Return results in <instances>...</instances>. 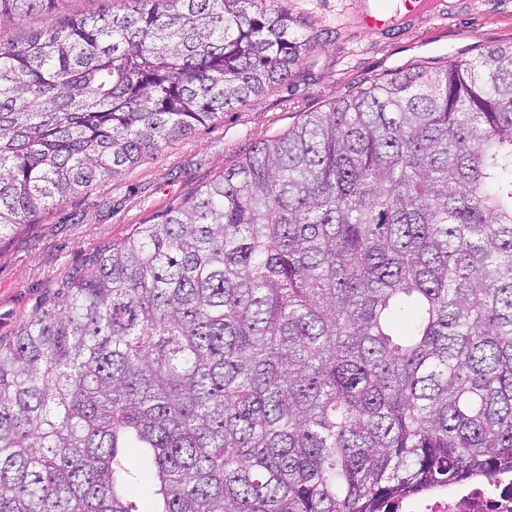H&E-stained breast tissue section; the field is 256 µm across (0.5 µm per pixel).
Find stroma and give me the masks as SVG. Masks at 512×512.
Returning <instances> with one entry per match:
<instances>
[{
	"label": "stroma",
	"mask_w": 512,
	"mask_h": 512,
	"mask_svg": "<svg viewBox=\"0 0 512 512\" xmlns=\"http://www.w3.org/2000/svg\"><path fill=\"white\" fill-rule=\"evenodd\" d=\"M427 14L399 16L370 30L371 0H278L311 40L294 76L252 106L198 126L185 139L114 177H103L57 209L0 238V338L13 335L62 281L136 225L177 204L258 141L281 134L307 112L353 95L409 65L473 60L512 44V0H427Z\"/></svg>",
	"instance_id": "35a3bbf8"
}]
</instances>
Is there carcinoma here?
<instances>
[{
  "instance_id": "cac0c4a2",
  "label": "carcinoma",
  "mask_w": 512,
  "mask_h": 512,
  "mask_svg": "<svg viewBox=\"0 0 512 512\" xmlns=\"http://www.w3.org/2000/svg\"><path fill=\"white\" fill-rule=\"evenodd\" d=\"M103 2L0 48V236L309 46L276 0ZM144 466L154 512H382L512 472V45L304 114L0 339V512H139Z\"/></svg>"
}]
</instances>
